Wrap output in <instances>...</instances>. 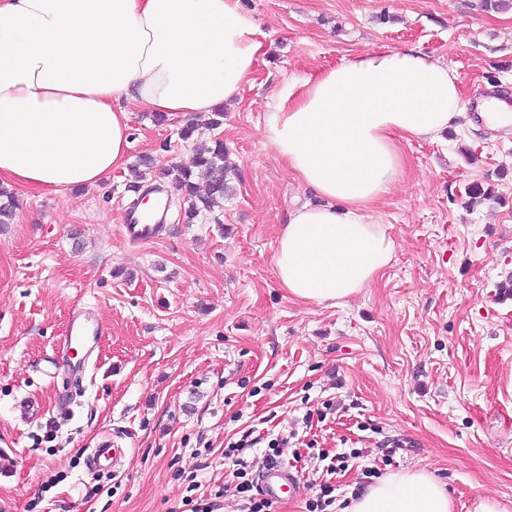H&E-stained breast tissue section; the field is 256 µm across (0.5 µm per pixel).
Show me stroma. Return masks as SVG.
<instances>
[{
	"instance_id": "stroma-1",
	"label": "stroma",
	"mask_w": 512,
	"mask_h": 512,
	"mask_svg": "<svg viewBox=\"0 0 512 512\" xmlns=\"http://www.w3.org/2000/svg\"><path fill=\"white\" fill-rule=\"evenodd\" d=\"M266 35L263 54L221 126L156 122L132 108L127 164L66 195L14 187L0 225V512H182L222 492L240 512L227 444L264 467L270 440L298 469L300 493L271 512H306L312 486L336 487L342 512L365 468L424 469L455 512L477 495L512 506V130L461 123L402 145L404 176L372 212L395 243L391 263L336 306L293 297L275 272L280 228L318 195L263 137L283 83L381 47L415 48L454 69L467 107L512 101V5L481 0H240ZM222 138L237 173L220 207L183 221L173 200L162 239L122 231L134 183L193 165L192 144ZM153 158L135 177L132 163ZM498 202L471 203L473 186ZM91 308L105 334L82 379L43 367L70 314ZM67 396V412L56 407ZM38 412L22 418L21 400ZM119 472H89L104 440ZM358 458H351V449ZM348 454L328 474L332 457Z\"/></svg>"
}]
</instances>
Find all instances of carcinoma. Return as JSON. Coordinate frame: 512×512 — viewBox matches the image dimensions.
<instances>
[{
    "instance_id": "carcinoma-1",
    "label": "carcinoma",
    "mask_w": 512,
    "mask_h": 512,
    "mask_svg": "<svg viewBox=\"0 0 512 512\" xmlns=\"http://www.w3.org/2000/svg\"><path fill=\"white\" fill-rule=\"evenodd\" d=\"M196 167L204 171L207 180L201 184L192 178V172L177 170L173 189L189 202L185 211L186 223H192L201 212H210L228 189L231 166L227 161L224 141L214 137L194 143ZM16 200L12 192L0 187V224H8L14 217Z\"/></svg>"
}]
</instances>
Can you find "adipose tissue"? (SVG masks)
<instances>
[{
  "label": "adipose tissue",
  "instance_id": "obj_1",
  "mask_svg": "<svg viewBox=\"0 0 512 512\" xmlns=\"http://www.w3.org/2000/svg\"><path fill=\"white\" fill-rule=\"evenodd\" d=\"M240 0H0V183L62 195L124 166L129 108L206 116L265 52ZM458 76L415 49L364 52L284 84L263 135L319 204L281 229L277 278L332 306L368 287L395 243L371 211L404 170L400 144L464 118ZM344 512H453L427 471L389 474Z\"/></svg>",
  "mask_w": 512,
  "mask_h": 512
}]
</instances>
